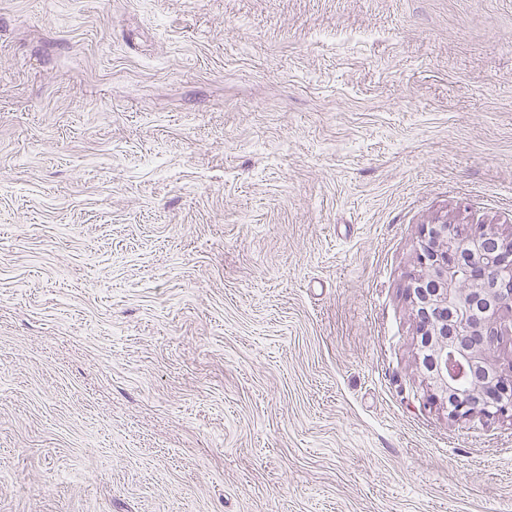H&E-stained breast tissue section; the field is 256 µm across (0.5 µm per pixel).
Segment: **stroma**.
Instances as JSON below:
<instances>
[{"mask_svg": "<svg viewBox=\"0 0 512 512\" xmlns=\"http://www.w3.org/2000/svg\"><path fill=\"white\" fill-rule=\"evenodd\" d=\"M444 221L512 230V0H0V512H512ZM417 264L408 290L430 401L455 421L512 419V364L493 352L512 334V235L427 224Z\"/></svg>", "mask_w": 512, "mask_h": 512, "instance_id": "stroma-1", "label": "stroma"}]
</instances>
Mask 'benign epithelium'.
I'll use <instances>...</instances> for the list:
<instances>
[{"label": "benign epithelium", "instance_id": "obj_1", "mask_svg": "<svg viewBox=\"0 0 512 512\" xmlns=\"http://www.w3.org/2000/svg\"><path fill=\"white\" fill-rule=\"evenodd\" d=\"M410 276L430 401L452 420L512 419V365L493 349L512 332V237L478 224H428Z\"/></svg>", "mask_w": 512, "mask_h": 512}]
</instances>
